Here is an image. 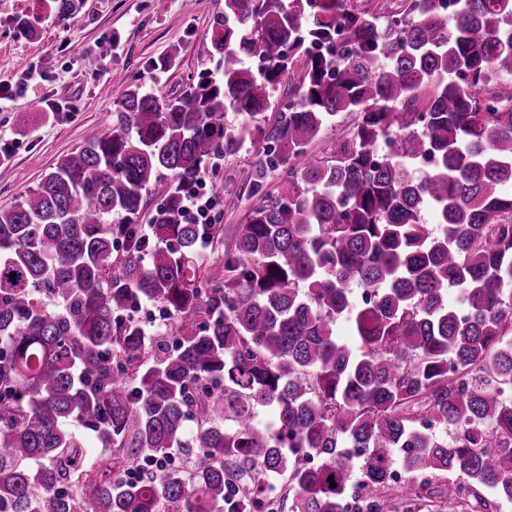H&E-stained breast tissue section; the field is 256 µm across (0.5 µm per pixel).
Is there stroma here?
<instances>
[{
    "label": "stroma",
    "mask_w": 512,
    "mask_h": 512,
    "mask_svg": "<svg viewBox=\"0 0 512 512\" xmlns=\"http://www.w3.org/2000/svg\"><path fill=\"white\" fill-rule=\"evenodd\" d=\"M224 0H78L59 15L53 0H0V208L34 188L89 130L111 126L121 96L132 84L167 96L185 91L211 57L213 19ZM30 15L39 36L20 34L16 20ZM171 66L156 70L162 58ZM255 158L249 151L215 160L206 171L214 193L239 198L218 210L224 238L245 223L257 201L250 191Z\"/></svg>",
    "instance_id": "obj_1"
}]
</instances>
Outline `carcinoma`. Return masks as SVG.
<instances>
[{"mask_svg":"<svg viewBox=\"0 0 512 512\" xmlns=\"http://www.w3.org/2000/svg\"><path fill=\"white\" fill-rule=\"evenodd\" d=\"M453 2L449 27L437 0L384 25L351 0H224L219 77L126 92L110 128L0 209V512H225L229 455L253 482L230 512H348L356 485L360 512L512 503V0ZM343 112L348 138L310 155ZM246 145L253 190L270 172L283 186L206 268L221 225L189 222L182 187ZM138 297L175 348L147 341ZM172 448L190 472L131 478ZM300 450L319 462L294 465ZM442 472L467 485L433 487Z\"/></svg>","mask_w":512,"mask_h":512,"instance_id":"cac0c4a2","label":"carcinoma"}]
</instances>
